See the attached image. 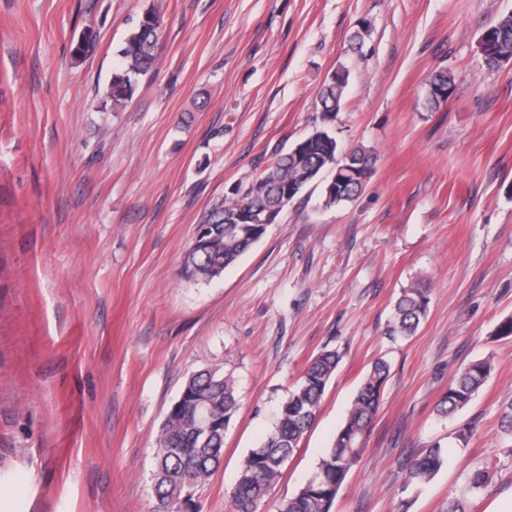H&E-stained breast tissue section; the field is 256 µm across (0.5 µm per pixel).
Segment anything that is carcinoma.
Here are the masks:
<instances>
[{
  "label": "carcinoma",
  "instance_id": "cac0c4a2",
  "mask_svg": "<svg viewBox=\"0 0 512 512\" xmlns=\"http://www.w3.org/2000/svg\"><path fill=\"white\" fill-rule=\"evenodd\" d=\"M160 7L144 13L115 51L117 63L105 91V103L112 111H123L132 100L138 78L158 64ZM487 38L494 41L484 54L488 68L500 67L498 58L512 55V13L487 28ZM347 84L326 78L318 91L323 126L301 139L286 153L277 156L263 173L232 192V196L214 204L202 223L213 225L218 245L204 251H186L181 275L186 280L202 282L215 278L234 264L254 244L258 236L251 224H226L224 217L238 211L260 216L267 211L282 212L311 183L330 169L333 176L323 187L322 205L332 208L354 201L374 172L376 156L364 146L340 153L329 130L336 120L345 97ZM454 78L445 70L433 72L427 81V106L434 108L453 92ZM429 307L427 290L405 288L393 305L386 335L391 340L414 335L426 319ZM339 353L325 348L311 358L300 382L279 407L273 429L262 446L251 449L240 463L239 473L230 492V512H257L258 504L281 476V469L299 448L305 434L316 420L328 382L336 371ZM494 370L489 356L468 365L448 384V391L437 404L441 417L463 410L485 385ZM390 364L379 359L366 373L354 396L343 425L317 464L316 471L279 512H331L339 488L365 450L374 419L382 401ZM185 394L180 408L166 414L156 438V469L153 494L157 509L166 510L177 500L185 484L204 483L218 465L224 448V434L237 413L239 400L233 373L204 369L190 375L183 385ZM210 403L214 427L208 438L199 436L194 426V398ZM446 452L438 443L423 449L407 464L402 490L430 481L445 465ZM497 474V465L487 462L466 476L468 492L480 495Z\"/></svg>",
  "mask_w": 512,
  "mask_h": 512
}]
</instances>
